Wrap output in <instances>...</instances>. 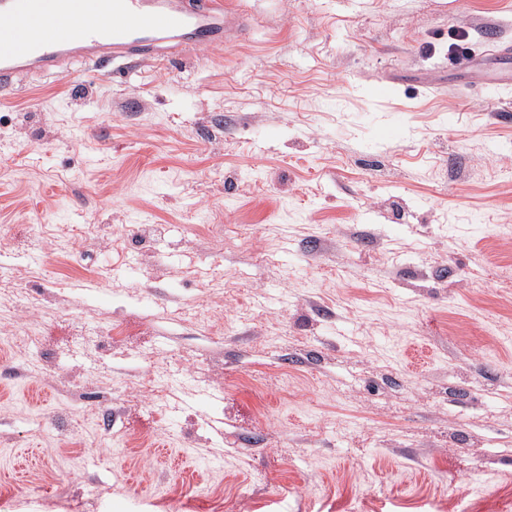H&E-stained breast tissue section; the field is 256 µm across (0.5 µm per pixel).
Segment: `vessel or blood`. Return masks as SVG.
Here are the masks:
<instances>
[{
	"label": "vessel or blood",
	"instance_id": "b4317fda",
	"mask_svg": "<svg viewBox=\"0 0 512 512\" xmlns=\"http://www.w3.org/2000/svg\"><path fill=\"white\" fill-rule=\"evenodd\" d=\"M239 23L235 0H0V98L72 64L108 72L226 45Z\"/></svg>",
	"mask_w": 512,
	"mask_h": 512
}]
</instances>
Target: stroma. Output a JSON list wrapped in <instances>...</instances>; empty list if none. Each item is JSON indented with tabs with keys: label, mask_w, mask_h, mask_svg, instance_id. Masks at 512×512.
<instances>
[{
	"label": "stroma",
	"mask_w": 512,
	"mask_h": 512,
	"mask_svg": "<svg viewBox=\"0 0 512 512\" xmlns=\"http://www.w3.org/2000/svg\"><path fill=\"white\" fill-rule=\"evenodd\" d=\"M238 6L0 102V512H512V0Z\"/></svg>",
	"instance_id": "35a3bbf8"
}]
</instances>
